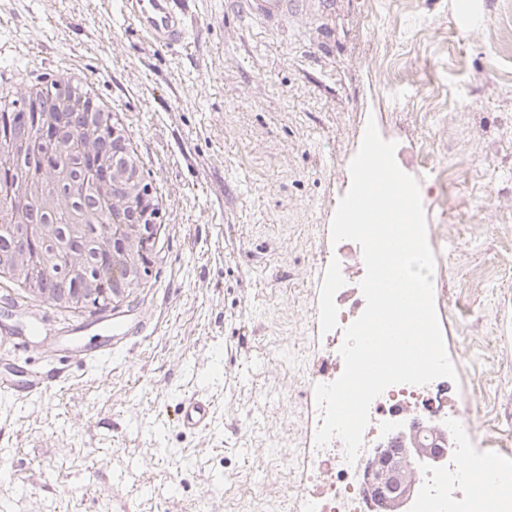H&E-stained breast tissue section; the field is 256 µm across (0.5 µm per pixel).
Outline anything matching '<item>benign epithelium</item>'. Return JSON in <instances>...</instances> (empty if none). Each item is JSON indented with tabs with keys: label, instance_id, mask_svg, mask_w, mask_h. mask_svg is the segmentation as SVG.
<instances>
[{
	"label": "benign epithelium",
	"instance_id": "1",
	"mask_svg": "<svg viewBox=\"0 0 512 512\" xmlns=\"http://www.w3.org/2000/svg\"><path fill=\"white\" fill-rule=\"evenodd\" d=\"M422 438L419 425L400 431L398 448H374L373 458L364 472V484L372 498L375 512H408L416 472L441 465L452 452L447 432L431 430Z\"/></svg>",
	"mask_w": 512,
	"mask_h": 512
}]
</instances>
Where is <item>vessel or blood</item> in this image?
Segmentation results:
<instances>
[{"label": "vessel or blood", "instance_id": "b4317fda", "mask_svg": "<svg viewBox=\"0 0 512 512\" xmlns=\"http://www.w3.org/2000/svg\"><path fill=\"white\" fill-rule=\"evenodd\" d=\"M243 19L268 28H284L294 24L309 11L311 0H234ZM121 14L141 35L154 46L163 47L184 43L187 39V20L194 0H117ZM104 340L95 350L94 357L103 360L120 347L127 331L122 325L103 327ZM60 377L41 370H30L18 375L10 370H0V395L39 397L55 387ZM214 417L212 400L192 393L178 402L173 412V422L187 431L208 429ZM494 458L483 459L479 464L466 466L463 474L481 495H492L496 488Z\"/></svg>", "mask_w": 512, "mask_h": 512}]
</instances>
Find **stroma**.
Returning a JSON list of instances; mask_svg holds the SVG:
<instances>
[{
  "label": "stroma",
  "instance_id": "stroma-1",
  "mask_svg": "<svg viewBox=\"0 0 512 512\" xmlns=\"http://www.w3.org/2000/svg\"><path fill=\"white\" fill-rule=\"evenodd\" d=\"M328 3L281 31L195 0L188 46L160 50L111 0H0V85L82 71L168 201L119 307L0 278L7 331L32 313L91 347L109 315L130 328L92 364L0 335V360L67 377L0 397V512H289L327 313L356 284L330 224L370 119L420 184L450 398L476 455L512 458V0ZM192 392L214 403L202 433L169 420Z\"/></svg>",
  "mask_w": 512,
  "mask_h": 512
}]
</instances>
